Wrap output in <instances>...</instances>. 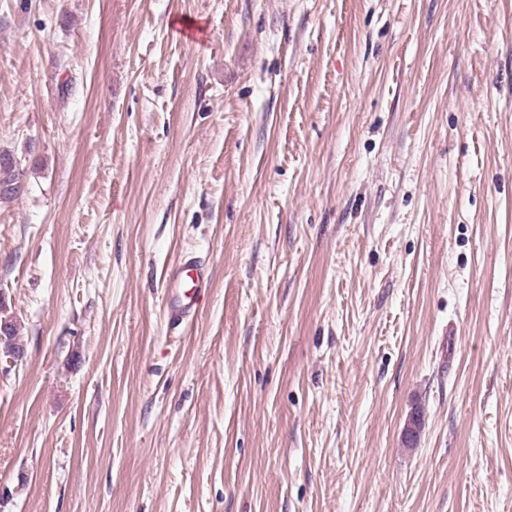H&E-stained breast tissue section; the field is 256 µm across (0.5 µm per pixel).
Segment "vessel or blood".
Masks as SVG:
<instances>
[{"label":"vessel or blood","instance_id":"1","mask_svg":"<svg viewBox=\"0 0 512 512\" xmlns=\"http://www.w3.org/2000/svg\"><path fill=\"white\" fill-rule=\"evenodd\" d=\"M211 271L207 264L195 256L182 257L167 269L166 281L170 288L167 305L168 318L175 324L188 322L198 305L204 283L208 282Z\"/></svg>","mask_w":512,"mask_h":512}]
</instances>
